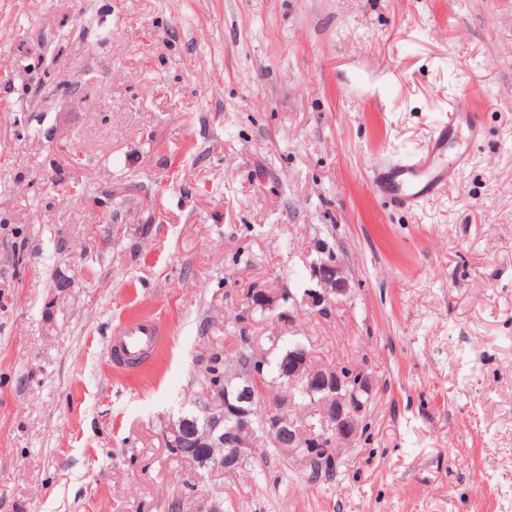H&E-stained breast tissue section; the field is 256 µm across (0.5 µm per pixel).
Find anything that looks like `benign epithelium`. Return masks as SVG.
Here are the masks:
<instances>
[{"label": "benign epithelium", "mask_w": 512, "mask_h": 512, "mask_svg": "<svg viewBox=\"0 0 512 512\" xmlns=\"http://www.w3.org/2000/svg\"><path fill=\"white\" fill-rule=\"evenodd\" d=\"M314 276L319 287L308 289L303 301L311 309L327 312L338 297L348 293V282L343 268L334 260L315 266ZM293 294H273L259 291L258 305L262 310L278 313L282 320L291 318L286 305ZM244 348L250 350L245 361L230 376L217 375L206 390L205 400L199 405L203 425L189 427L183 417L170 425L166 446L183 448L191 461L204 475L213 477L219 472L230 476L245 467L255 457L258 438L255 421L261 418L265 429L277 436H288V447L281 452L296 456L305 463L325 458L332 463L337 448L350 445L361 434L360 421L364 405L359 394L372 390L370 376L360 368L329 367L316 372L309 365L306 348L296 347L286 357L285 378L292 384L301 375H308L307 392L319 397L327 423L326 431L334 441L328 448H314L295 431L293 410L286 403L267 404L262 398V379L267 365L266 354L255 347L251 336L242 337Z\"/></svg>", "instance_id": "1"}]
</instances>
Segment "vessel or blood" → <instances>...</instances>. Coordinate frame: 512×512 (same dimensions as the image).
Returning a JSON list of instances; mask_svg holds the SVG:
<instances>
[{
    "label": "vessel or blood",
    "mask_w": 512,
    "mask_h": 512,
    "mask_svg": "<svg viewBox=\"0 0 512 512\" xmlns=\"http://www.w3.org/2000/svg\"><path fill=\"white\" fill-rule=\"evenodd\" d=\"M447 127H440L430 138L421 157L409 158L395 165H378L372 170L374 188L396 204L410 207L423 196L457 180L465 158H448ZM163 323L153 315L120 319L112 329L109 359L119 369H131L146 361L164 340Z\"/></svg>",
    "instance_id": "b4317fda"
}]
</instances>
